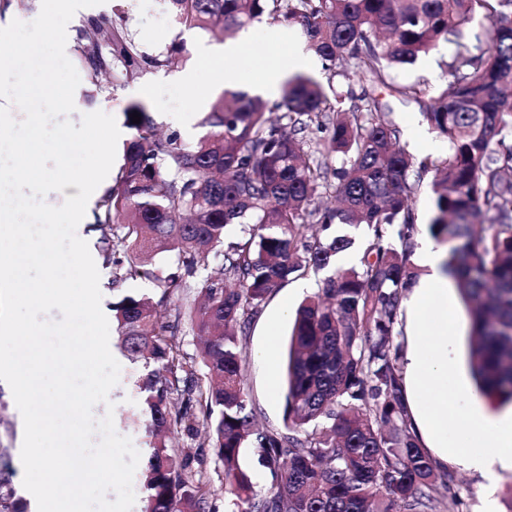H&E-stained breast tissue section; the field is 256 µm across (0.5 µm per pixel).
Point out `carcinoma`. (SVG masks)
Returning <instances> with one entry per match:
<instances>
[{
	"label": "carcinoma",
	"mask_w": 512,
	"mask_h": 512,
	"mask_svg": "<svg viewBox=\"0 0 512 512\" xmlns=\"http://www.w3.org/2000/svg\"><path fill=\"white\" fill-rule=\"evenodd\" d=\"M187 29L239 31L269 20L301 29L308 50L366 81L328 96L306 74L267 102L226 91L194 144L159 137L144 107L115 185L102 195L94 228H107L104 263L117 279L147 273L145 260L174 256L179 273L154 274L158 301L126 295L113 306L125 349L160 368L142 389L157 441L145 472V512H215L192 461L209 448L224 472L232 512H440L453 477L412 431L399 335L406 292L419 272L416 236L450 243L449 266L466 305L467 366L477 393L512 406V0H168ZM477 14L494 19L488 42L465 35ZM81 67L91 83L160 68L181 53L148 55L111 20L79 30ZM453 46L448 80L431 92L396 86L389 70L440 44ZM413 102L443 157L416 159L400 144L382 91ZM140 123L132 122V112ZM278 113L277 121L269 114ZM321 136L307 138L311 125ZM341 158L338 165L332 159ZM429 187L433 215L417 224L413 198ZM332 197L335 208L316 200ZM241 236L226 241L229 227ZM366 226L359 264L335 265L355 239L340 226ZM223 258L203 302L187 304L198 265ZM331 269L320 292L296 310L285 363L281 430L258 429L244 377L241 341L274 291L313 270ZM173 304L167 319L156 307ZM201 337L181 349L185 325ZM202 365L205 378L197 375ZM187 441L169 447L170 438ZM252 449L271 476L256 491L241 453ZM13 470L0 466V512H25Z\"/></svg>",
	"instance_id": "1"
}]
</instances>
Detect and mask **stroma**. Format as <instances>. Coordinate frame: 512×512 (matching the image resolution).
Wrapping results in <instances>:
<instances>
[{
    "label": "stroma",
    "instance_id": "1",
    "mask_svg": "<svg viewBox=\"0 0 512 512\" xmlns=\"http://www.w3.org/2000/svg\"><path fill=\"white\" fill-rule=\"evenodd\" d=\"M96 16L111 19L113 24L149 54L165 51L176 40L183 41L184 50L167 67L148 68L127 81H113L110 75L100 78L102 89L94 91L88 83H81V95L86 111H102L112 115L122 129L123 139H130L132 131L126 126V110L134 103H142L153 118L160 134L176 132L175 124L160 120L163 112H193L192 107L199 92L204 91L212 76L207 68L196 65V42L202 41L215 46H223L228 38L222 31H200L181 28L176 24L167 0H106L95 11ZM450 60L447 45H440L428 55L420 57L414 64L397 68L392 77L396 83L407 85L421 83L434 89L447 79L446 65ZM196 68L195 87L187 88L179 84V75L189 68ZM153 83L154 93L142 98L139 89L144 83ZM384 103L395 124L401 130V142L414 157L427 155L425 145L412 139V130L423 127L424 122L414 103L395 96H384ZM194 114L193 133L184 135L187 143L196 142L207 133L203 125V113ZM322 274H309L305 279H292L277 289L255 317L243 348L247 357L245 387L252 401L259 425L278 428L283 424L284 400L282 396L271 395L268 389V373L257 359L263 349L269 330H276L280 338H287L291 332L294 312L302 300L296 289L306 282L312 288H319ZM112 354L121 366L118 384L109 393V404H97L93 409L95 418H102L106 411H113L114 425L118 434L132 440L140 453L141 460H148L152 452L154 438L146 427L145 394L142 382L151 366L144 359L130 356L121 344L118 332L110 334ZM22 437L17 420L13 398L9 394L0 395V448L8 449L7 461L15 473H22L23 466L18 452Z\"/></svg>",
    "mask_w": 512,
    "mask_h": 512
}]
</instances>
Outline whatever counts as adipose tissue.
<instances>
[{
	"mask_svg": "<svg viewBox=\"0 0 512 512\" xmlns=\"http://www.w3.org/2000/svg\"><path fill=\"white\" fill-rule=\"evenodd\" d=\"M269 43L277 50L278 38H270ZM249 45V37L244 36L221 48L199 46L196 54L216 74L220 84L246 85L268 96L277 93L288 74L311 68L314 63L312 56L303 50L287 53L277 50L274 61L255 76L234 65ZM416 253L427 274L412 285L404 302L411 340L402 358L406 401L414 428L422 445L432 450L436 463L449 462L489 480L498 472L512 470V413L495 416L485 405L470 403L461 420L462 429L467 434H484L491 450L477 451L465 443L449 448L448 430L443 421L448 414V382L458 372L454 346L460 328L448 318L453 300L450 280L443 271L442 248L421 236L417 239Z\"/></svg>",
	"mask_w": 512,
	"mask_h": 512,
	"instance_id": "1",
	"label": "adipose tissue"
}]
</instances>
